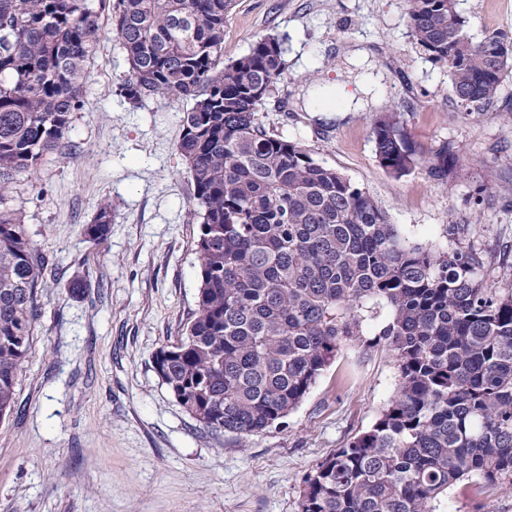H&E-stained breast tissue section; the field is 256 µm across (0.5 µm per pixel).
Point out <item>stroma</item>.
Masks as SVG:
<instances>
[{
  "label": "stroma",
  "mask_w": 512,
  "mask_h": 512,
  "mask_svg": "<svg viewBox=\"0 0 512 512\" xmlns=\"http://www.w3.org/2000/svg\"><path fill=\"white\" fill-rule=\"evenodd\" d=\"M473 40L512 36V0H459ZM278 36L286 70L262 106L265 128L309 146L411 240L472 246L487 282L512 288V73L494 104L465 112L448 68L413 41L406 0H236L224 58ZM369 54L356 66L346 49ZM126 56L104 29L83 107L36 182L11 206L48 260L19 409L0 421V512H300L316 464L370 429L398 370L385 347L344 348L282 424L239 440L200 427L155 370L177 343L200 284L192 179L178 154L186 101L120 94ZM377 78L376 100L345 111ZM395 113L421 160L403 176L378 162L373 125ZM464 170L441 181L443 157ZM107 235L87 237L100 204ZM463 224V240L446 228ZM450 512H512V486L462 482Z\"/></svg>",
  "instance_id": "stroma-1"
}]
</instances>
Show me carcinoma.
Returning <instances> with one entry per match:
<instances>
[{"label": "carcinoma", "instance_id": "1", "mask_svg": "<svg viewBox=\"0 0 512 512\" xmlns=\"http://www.w3.org/2000/svg\"><path fill=\"white\" fill-rule=\"evenodd\" d=\"M235 0H117L130 65L124 98L192 102L177 151L188 165L200 286L185 336L155 369L203 428L241 440L281 423L347 344L386 347L399 373L372 427L307 475L301 512H439L477 478L512 485V291L491 288L469 246L415 243L347 176L257 112L277 92L283 42L266 35L224 62ZM106 0H0V420L39 316L46 260L10 206L82 109ZM410 34L448 64L466 112H482L512 66V38L473 41L457 0H407ZM380 164H417L395 115L373 128ZM101 205L87 228L103 238Z\"/></svg>", "mask_w": 512, "mask_h": 512}]
</instances>
